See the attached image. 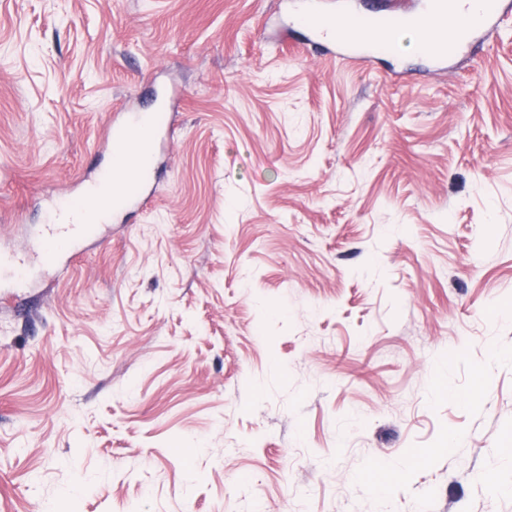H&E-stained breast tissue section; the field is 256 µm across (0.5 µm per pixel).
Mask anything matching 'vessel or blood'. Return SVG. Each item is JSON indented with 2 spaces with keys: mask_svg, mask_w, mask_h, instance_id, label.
<instances>
[{
  "mask_svg": "<svg viewBox=\"0 0 512 512\" xmlns=\"http://www.w3.org/2000/svg\"><path fill=\"white\" fill-rule=\"evenodd\" d=\"M387 11L385 17L367 19L347 4L330 10L316 4L305 23L315 34V45L338 60L358 65L374 60L380 35L414 30L431 69L443 71L498 32L504 15L512 11V0H393ZM155 133V127L136 121L113 132L114 155L126 154L130 160L125 164L117 161L99 177L101 207L149 204L144 184L155 157ZM59 206L62 218L47 226L46 240L55 251L64 252L74 239L98 230L100 221L96 212L68 201H60Z\"/></svg>",
  "mask_w": 512,
  "mask_h": 512,
  "instance_id": "vessel-or-blood-1",
  "label": "vessel or blood"
}]
</instances>
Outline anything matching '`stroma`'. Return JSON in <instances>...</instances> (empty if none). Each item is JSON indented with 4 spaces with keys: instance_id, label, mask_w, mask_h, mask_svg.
I'll return each instance as SVG.
<instances>
[{
    "instance_id": "35a3bbf8",
    "label": "stroma",
    "mask_w": 512,
    "mask_h": 512,
    "mask_svg": "<svg viewBox=\"0 0 512 512\" xmlns=\"http://www.w3.org/2000/svg\"><path fill=\"white\" fill-rule=\"evenodd\" d=\"M290 2L0 0V512H512V21L433 73ZM161 89L152 206L29 261Z\"/></svg>"
}]
</instances>
